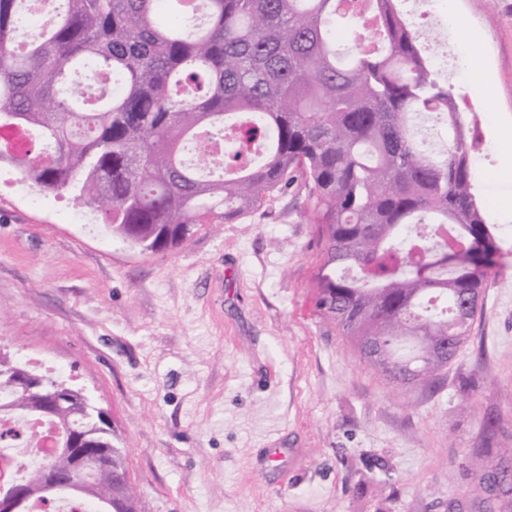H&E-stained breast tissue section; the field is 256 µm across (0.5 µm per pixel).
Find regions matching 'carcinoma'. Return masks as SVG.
Returning <instances> with one entry per match:
<instances>
[{"instance_id":"cac0c4a2","label":"carcinoma","mask_w":512,"mask_h":512,"mask_svg":"<svg viewBox=\"0 0 512 512\" xmlns=\"http://www.w3.org/2000/svg\"><path fill=\"white\" fill-rule=\"evenodd\" d=\"M400 0H57L55 20L18 41L32 0H0V147L44 194L95 203L112 235L142 252L179 245L195 224L229 221L301 180L303 213L325 233L316 307L377 374L434 381L468 337L487 270L502 252L475 193L474 112H462ZM361 26L347 53L340 22ZM74 67L112 88L85 93ZM236 147L217 156L224 132ZM453 248L454 265L433 263ZM0 353V406L43 420L48 384L25 391ZM77 389L48 421L99 449L80 497L136 498L123 450ZM37 430L0 433V448Z\"/></svg>"}]
</instances>
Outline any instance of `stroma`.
<instances>
[{
    "label": "stroma",
    "instance_id": "1",
    "mask_svg": "<svg viewBox=\"0 0 512 512\" xmlns=\"http://www.w3.org/2000/svg\"><path fill=\"white\" fill-rule=\"evenodd\" d=\"M431 10L419 41L493 144L476 191L504 241L435 383L375 374L320 314L302 185L144 254L74 192L34 207L0 177V345L109 414L139 512H485L476 479L512 448V0Z\"/></svg>",
    "mask_w": 512,
    "mask_h": 512
}]
</instances>
